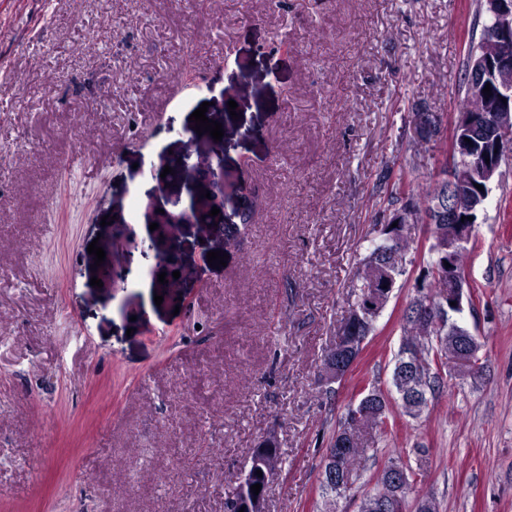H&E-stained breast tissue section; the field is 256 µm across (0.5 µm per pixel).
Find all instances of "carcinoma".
<instances>
[{
  "label": "carcinoma",
  "instance_id": "1",
  "mask_svg": "<svg viewBox=\"0 0 512 512\" xmlns=\"http://www.w3.org/2000/svg\"><path fill=\"white\" fill-rule=\"evenodd\" d=\"M463 94L459 98L458 110L461 112H477L481 109L482 95L470 91L468 84H462ZM393 181L390 199H399L402 190H407L410 201L416 210L413 213L417 222L424 221V212L436 186H421L406 179L401 172L396 179H391L387 172L379 177V182ZM385 228H372L366 238L370 242L368 253L359 260L354 278L349 285L350 295L354 300L349 304L347 315L348 332L340 336V347L343 349V368L353 366L365 342L375 330V322L380 313L368 307L373 290L379 287L377 281L381 269H388L395 278L406 273L407 254L411 249L409 242L393 245L386 239ZM430 292L424 298L415 296L408 306H416L422 310L417 316L402 315L401 345L394 359L390 378V390L395 394L396 405L402 413L417 419L428 405L429 398L435 396L447 384V375L440 374L432 365V356L437 354L446 360L456 361L453 374L479 376L485 364L479 369L473 363L483 359L480 355L482 343L468 329L459 324L451 314L439 317L435 304L448 300V295L455 288L448 282V276L438 275L430 279ZM368 393L373 395L371 402L357 410V416L348 420L340 418L336 427L329 435L327 450L324 457L325 466H334L336 473L345 475L351 482H356L365 469L366 453L372 434L387 418L391 404L381 390L372 388ZM416 494V486L396 494L391 508L387 512H407L409 495ZM415 512H439L436 499L428 494H416Z\"/></svg>",
  "mask_w": 512,
  "mask_h": 512
}]
</instances>
